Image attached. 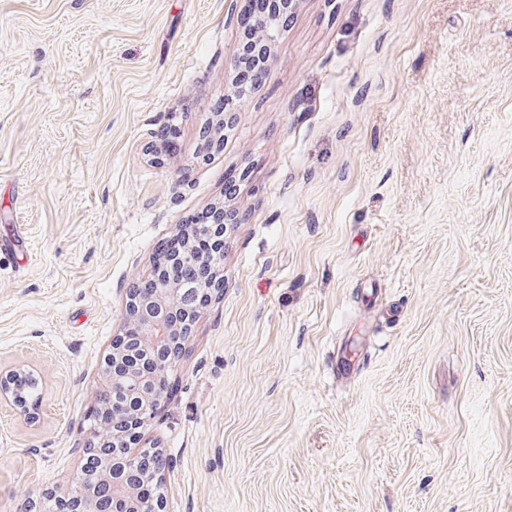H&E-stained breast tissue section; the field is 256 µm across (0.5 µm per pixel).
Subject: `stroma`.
Wrapping results in <instances>:
<instances>
[{
	"mask_svg": "<svg viewBox=\"0 0 512 512\" xmlns=\"http://www.w3.org/2000/svg\"><path fill=\"white\" fill-rule=\"evenodd\" d=\"M247 3L0 0V512L80 476L129 282L233 175L164 512H512V0H297L202 160Z\"/></svg>",
	"mask_w": 512,
	"mask_h": 512,
	"instance_id": "1",
	"label": "stroma"
}]
</instances>
